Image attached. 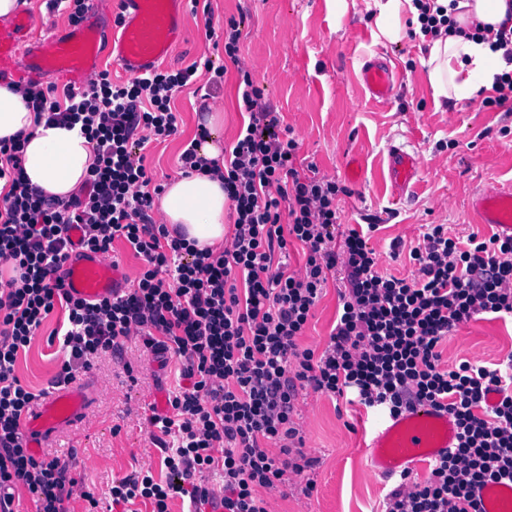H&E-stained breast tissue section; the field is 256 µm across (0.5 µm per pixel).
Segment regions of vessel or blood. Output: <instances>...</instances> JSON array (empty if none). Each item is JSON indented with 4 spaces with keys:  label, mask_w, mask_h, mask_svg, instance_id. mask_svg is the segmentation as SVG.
Masks as SVG:
<instances>
[{
    "label": "vessel or blood",
    "mask_w": 512,
    "mask_h": 512,
    "mask_svg": "<svg viewBox=\"0 0 512 512\" xmlns=\"http://www.w3.org/2000/svg\"><path fill=\"white\" fill-rule=\"evenodd\" d=\"M188 0H117L112 13V51L101 50L100 15L104 0H91L83 20L61 32L35 36L30 17L18 16L0 24V79L39 83L53 75L66 85L84 88L100 71L104 58L131 77L146 74L166 61L184 39ZM361 80L370 96L388 101L399 76L384 62L361 69ZM391 175L408 183L417 171V158L394 147L390 150ZM472 207L480 223L497 234L512 237V187L505 185L475 194ZM69 293L85 300L111 295L123 277L105 258L77 248L65 265ZM94 395L92 386L80 381L50 390L24 420L21 431L29 448L41 455L54 438L81 421ZM458 428L446 410L417 404L397 417L381 420L372 442V469L383 478L399 475L419 463H430L454 448ZM483 512H512V481H492L478 492Z\"/></svg>",
    "instance_id": "1"
}]
</instances>
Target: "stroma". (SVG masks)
<instances>
[{
	"label": "stroma",
	"instance_id": "obj_1",
	"mask_svg": "<svg viewBox=\"0 0 512 512\" xmlns=\"http://www.w3.org/2000/svg\"><path fill=\"white\" fill-rule=\"evenodd\" d=\"M213 19L186 15L185 40L165 63L180 69L212 60L225 65L224 25L244 18L240 66H228L224 82L213 97L223 105L232 145L248 115L237 99L238 68L247 69L257 85L278 106L283 126L299 144V168L315 165L319 176L341 181L349 195L337 207L343 228L362 223L365 215L380 216L370 244L382 270L403 278L414 274L409 257L419 243L423 225H447L450 234L490 236L475 221L471 198L480 188L512 182V113L483 100L459 102L451 109L436 108L419 62L416 40L390 43L378 38L363 0H212ZM390 64L401 83L386 103L369 100L357 73L368 60ZM179 132L154 143L144 164L158 183H168L180 171L179 156L199 133L198 112L203 102L183 91L175 98ZM401 146L417 154L420 178L398 191L386 181L388 153ZM401 242L392 254V242ZM338 286L329 282L307 328L300 348L322 351L336 324ZM54 311L41 325L29 348L20 353L15 373L22 384L38 391L60 369L65 355L48 338L62 319ZM445 368L469 362L491 367L512 356V321L483 314L462 324L440 346ZM87 379L95 385L84 419L57 438L52 455L72 456V474L81 497L74 512H87L89 498L97 512H108L112 483L138 470L166 474L163 452L149 435L147 419L157 397L178 384L175 365H161L138 341L125 345L122 357L98 358ZM296 420L305 440L304 451L316 460L306 475L295 477L287 494L266 495L270 512H376L392 484L370 467L369 445L380 414L345 398L306 389L301 391ZM96 461L83 468L82 457ZM314 481L304 495L306 481Z\"/></svg>",
	"mask_w": 512,
	"mask_h": 512
}]
</instances>
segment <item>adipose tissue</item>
<instances>
[{"mask_svg":"<svg viewBox=\"0 0 512 512\" xmlns=\"http://www.w3.org/2000/svg\"><path fill=\"white\" fill-rule=\"evenodd\" d=\"M451 7L458 31L426 44L420 58L435 106L458 104L493 90L498 75L512 73L503 50H491L474 38L476 27L498 30L512 0H434ZM378 33L396 42L407 32H420L422 23L415 0H364ZM200 126L205 135L197 156L208 169L181 174L166 184L159 198L163 221L182 230L197 249H219L227 235L230 202L216 172L224 163V111L205 113ZM24 134L23 171L29 184L48 195L67 197L76 192L94 161L91 143L79 128L49 127L34 120L21 92L0 85V139Z\"/></svg>","mask_w":512,"mask_h":512,"instance_id":"obj_1","label":"adipose tissue"}]
</instances>
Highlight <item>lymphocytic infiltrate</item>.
I'll list each match as a JSON object with an SVG mask.
<instances>
[{"mask_svg": "<svg viewBox=\"0 0 512 512\" xmlns=\"http://www.w3.org/2000/svg\"><path fill=\"white\" fill-rule=\"evenodd\" d=\"M164 68L113 82L100 71L85 89L23 85L25 103L47 122L80 125L95 164L78 194L63 200L27 182L20 137L0 140V179L10 192L0 202V512H14V487L25 486L37 512H72L77 484L68 461L35 457L20 423L38 394L15 374L20 350L60 308L51 333L67 353L51 386L89 372L101 354L138 339L164 361L176 362L180 383L167 409L152 413L150 437L167 474H131L110 489L113 506L142 499L152 512L188 498L224 512H268L264 492L280 490L313 469L295 421L301 390L355 402L387 416L413 404L447 410L459 440L429 467L421 482L402 473L383 512H478L473 490L512 479V358L493 369L440 364L439 345L456 327L484 313L512 318V239L449 235L427 225L410 251L409 278L379 269L369 244L379 227L337 236L339 181L300 173L298 143L280 126L277 107L240 70L237 95L249 115L224 152V189L233 206L231 241L200 250L172 235L152 216L165 190L144 165L145 152L178 132L174 100L192 88L208 100L226 65ZM82 232L72 241L71 228ZM126 241L144 267L112 296L73 297L64 266L73 247L109 254ZM302 247L304 266L291 270L290 251ZM341 277V308L322 352L300 348L330 278ZM500 403L484 409L486 394Z\"/></svg>", "mask_w": 512, "mask_h": 512, "instance_id": "f902f5d3", "label": "lymphocytic infiltrate"}]
</instances>
